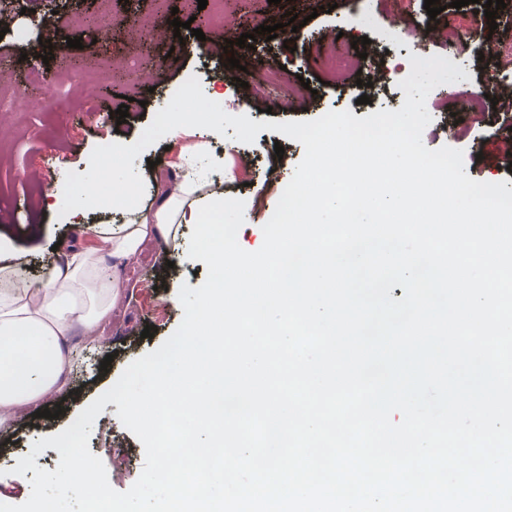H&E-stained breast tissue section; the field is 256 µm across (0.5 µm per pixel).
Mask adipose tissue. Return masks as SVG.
<instances>
[{"label": "adipose tissue", "instance_id": "1", "mask_svg": "<svg viewBox=\"0 0 512 512\" xmlns=\"http://www.w3.org/2000/svg\"><path fill=\"white\" fill-rule=\"evenodd\" d=\"M112 204L131 210L130 221L112 226L78 224L84 243L69 247L62 260L24 290L11 287L12 265L0 266V427L18 407L38 406L66 383L68 337L75 326L93 329L123 297L121 271L148 240L161 243L164 256L176 253L186 224H201L203 212L224 211V193L209 176L179 175L159 204L144 210L128 181L117 180ZM216 263H247L265 247L263 238L247 243L243 235L225 236L222 223L201 225Z\"/></svg>", "mask_w": 512, "mask_h": 512}]
</instances>
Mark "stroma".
<instances>
[{
	"mask_svg": "<svg viewBox=\"0 0 512 512\" xmlns=\"http://www.w3.org/2000/svg\"><path fill=\"white\" fill-rule=\"evenodd\" d=\"M449 2L439 0L443 10L432 19L420 5L404 11L400 0H260L258 23L271 26L294 11L306 24L271 40L258 35L254 48H235L234 56L245 68L236 77L227 72L223 58L205 50L204 43L213 40V32H206L201 41L190 30L175 32L172 18L185 22L191 16L183 0H120L115 9L119 22L104 43L97 40V28H76L69 22L75 13H97V0H5L1 5L19 19L16 28L0 38V60L11 66L0 88L20 91L23 99L0 110V259L15 264L26 282L43 278L60 258L56 244L69 243L73 230L65 212L47 206V192L63 187L67 173H86L96 146L137 141L190 76H197L204 94L228 114L245 115L255 122L312 120L331 110H347L362 118L401 108L404 92L398 83L410 72V55H446L453 22L462 14L470 20L469 79L430 92L427 106L440 101L444 109L433 112L423 142L430 149L464 150L470 178L503 181L512 189V99H505L501 84L488 79L494 49L499 42L512 43V0H504L494 30L478 0L458 9ZM25 7L58 32L57 55L69 54L67 41L74 37L82 38L85 50L96 52L94 81H86L81 71L60 72L43 87L26 88L25 73L42 66L43 60L38 33L20 14ZM138 13L151 14L167 34L166 41L153 45L164 64L150 75L139 68L138 44L146 33L132 30L125 20L126 15ZM423 29L427 40L416 42L414 31ZM361 40L367 43L362 55L354 48ZM334 55L345 57L347 65L330 76L326 61ZM117 67L129 72V79L114 78ZM270 71L278 73V83L263 84ZM375 73L381 76L379 85L357 86L358 76ZM466 88L488 94L495 108L477 118L461 113V93ZM363 95L368 103H360ZM126 96L131 99L129 117L126 123L113 124L112 115ZM234 134L231 127L222 136L204 128L182 127L159 139L133 162L145 182L142 206L156 205L158 188L182 173L189 148L203 143L207 150L198 155V164L212 172L233 174L224 184V227L233 231L241 224H266L304 148L274 131H261L250 144L235 140ZM278 145L283 146V155H276ZM205 271L203 262L189 259L184 251L175 254L172 263H164L159 245L147 242L124 270L130 292L96 328L94 338L76 333L78 353L68 382L60 395L46 403L55 418L27 413L0 428V470L15 468L20 457L30 454L34 441L65 429L131 362L167 340L184 315L180 287H198ZM147 326L152 329L148 337L142 334ZM107 357L112 360L108 366L103 363ZM117 410L115 403L105 405L93 425L89 449L108 466L111 486L123 492L140 476L145 449L123 426Z\"/></svg>",
	"mask_w": 512,
	"mask_h": 512,
	"instance_id": "1",
	"label": "stroma"
}]
</instances>
